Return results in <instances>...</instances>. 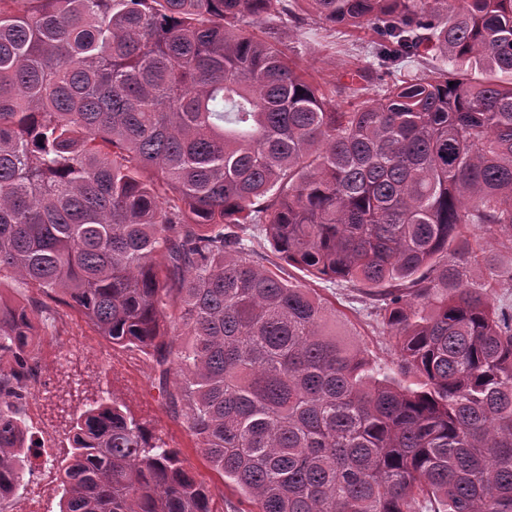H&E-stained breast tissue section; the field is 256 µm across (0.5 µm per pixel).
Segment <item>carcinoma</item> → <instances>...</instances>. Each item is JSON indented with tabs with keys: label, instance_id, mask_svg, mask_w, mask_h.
Wrapping results in <instances>:
<instances>
[{
	"label": "carcinoma",
	"instance_id": "carcinoma-1",
	"mask_svg": "<svg viewBox=\"0 0 512 512\" xmlns=\"http://www.w3.org/2000/svg\"><path fill=\"white\" fill-rule=\"evenodd\" d=\"M286 2L0 0V282L38 292L0 297V512L43 447L45 297L175 364L186 428L256 512H512V304L464 238L512 239V0H302L373 31L350 112L278 25L246 29ZM267 244L363 293L391 365ZM70 432L59 512H211L118 401Z\"/></svg>",
	"mask_w": 512,
	"mask_h": 512
}]
</instances>
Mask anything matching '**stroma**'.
I'll return each instance as SVG.
<instances>
[{"label":"stroma","mask_w":512,"mask_h":512,"mask_svg":"<svg viewBox=\"0 0 512 512\" xmlns=\"http://www.w3.org/2000/svg\"><path fill=\"white\" fill-rule=\"evenodd\" d=\"M284 44L297 67L311 75L326 95L343 110H352L354 100L347 91L351 77L369 60L367 48L373 37L365 26L329 28L312 20L293 4L291 17L282 25ZM466 235L483 248L487 259L482 270L493 303H501L497 275L512 270V248L488 240L471 225ZM291 275L315 288L336 308V332L345 342L357 345L380 363L394 357L393 340L368 314L361 293L318 280L305 271L291 268ZM41 340L35 353L42 366L39 383L32 388L25 420L44 443L42 455L32 462L33 471L24 475L14 499V512H58L61 496L57 466L70 451L69 425L59 421L48 407L49 397L61 388L85 390L73 402L71 415H79L90 402L114 398L128 414L147 426L169 447L180 449L183 467L209 492L212 512H252V503L233 485L225 483L198 448L181 417L159 389V368L151 356L120 347L99 336L83 319L60 309L52 326H40Z\"/></svg>","instance_id":"35a3bbf8"}]
</instances>
